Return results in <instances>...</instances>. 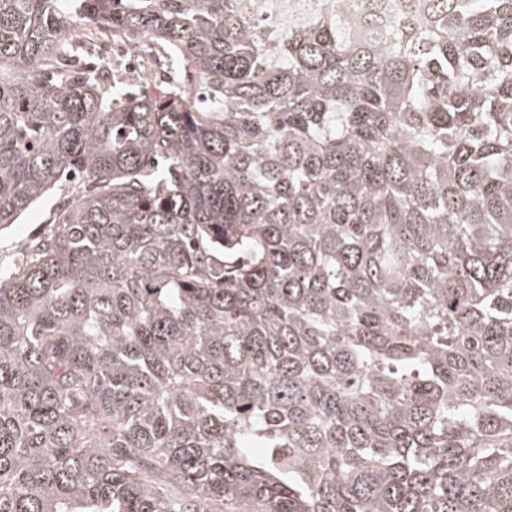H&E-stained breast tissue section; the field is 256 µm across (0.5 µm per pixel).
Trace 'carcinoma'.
<instances>
[{
	"instance_id": "obj_1",
	"label": "carcinoma",
	"mask_w": 512,
	"mask_h": 512,
	"mask_svg": "<svg viewBox=\"0 0 512 512\" xmlns=\"http://www.w3.org/2000/svg\"><path fill=\"white\" fill-rule=\"evenodd\" d=\"M427 14L0 0V512H512V0ZM339 3L344 17L354 23L352 33L360 41L366 39L367 27L378 37H385L422 23L426 16L423 0H342ZM367 21H371L369 26ZM87 47L88 49L84 56L85 63H92L90 65L97 67L103 63L112 62L118 66L119 62H117V59H119L122 63V69H124L126 65L130 64L132 70L137 71L131 74L136 78H134V81H132L127 88L130 95L140 93L145 85L144 83L147 77L153 79V82L157 83L159 81L169 80V76L174 75V73L165 65L168 64V60L165 58L162 49L155 43L150 44L149 42H144L135 48L125 44L123 53H121L120 56H117L115 52H112V57L102 52L97 43H89ZM144 58H150L149 60L158 59V62L154 65L153 71L147 76L144 75L145 65L142 63V59ZM164 70L166 72H164ZM137 78L139 79L137 80ZM56 200V194L48 193L35 204L30 214L17 222L18 224H11L8 228L0 230V249L4 250L0 252V257L2 254H10L18 244L43 233L49 227L54 216Z\"/></svg>"
}]
</instances>
